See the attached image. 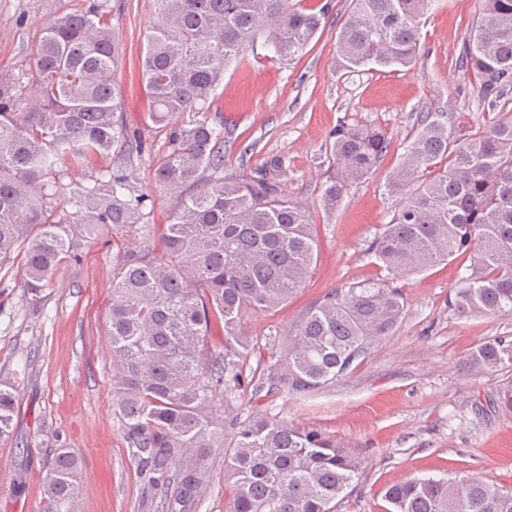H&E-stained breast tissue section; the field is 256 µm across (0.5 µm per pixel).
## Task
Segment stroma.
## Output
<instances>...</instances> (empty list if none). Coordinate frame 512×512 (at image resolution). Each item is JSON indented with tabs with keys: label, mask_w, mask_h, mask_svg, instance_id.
Wrapping results in <instances>:
<instances>
[{
	"label": "stroma",
	"mask_w": 512,
	"mask_h": 512,
	"mask_svg": "<svg viewBox=\"0 0 512 512\" xmlns=\"http://www.w3.org/2000/svg\"><path fill=\"white\" fill-rule=\"evenodd\" d=\"M93 1L123 44L121 117L144 145L132 177L154 200L153 223L165 224L177 201L154 181L166 147L147 119L140 75L151 0H0V70L25 73L44 23ZM350 9V0H333L317 36L292 61L260 57L231 67L215 101L224 117L225 175L271 167L282 195L304 206L318 226V261L304 288L281 310L246 319L245 334L263 350L284 347L290 326L325 293L379 276L366 247L397 206L385 184L422 113H457L472 131L512 115V91L506 104L483 107L476 77L456 66L481 0H437L424 18L415 68L345 74L333 57ZM343 120L376 125L389 147L330 214L320 196L331 173V133ZM119 249L109 234L83 242L35 307L23 295L20 259L0 265V380L10 379L15 389L12 431L0 438V512H41L48 465L60 448L80 465L70 512H161L143 492L112 413L107 326ZM470 262L464 254L400 279L401 324L336 382L305 397L280 392L258 399L251 386L238 390L231 411L216 421L217 442L200 461L207 490L195 512H224V450L238 420L253 413L319 429L361 460L359 486L337 512H382L386 488L410 477L469 474L512 488V409L503 401L512 366L469 363L481 342H512V316L452 315L448 299Z\"/></svg>",
	"instance_id": "35a3bbf8"
}]
</instances>
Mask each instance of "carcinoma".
Masks as SVG:
<instances>
[{
	"instance_id": "obj_1",
	"label": "carcinoma",
	"mask_w": 512,
	"mask_h": 512,
	"mask_svg": "<svg viewBox=\"0 0 512 512\" xmlns=\"http://www.w3.org/2000/svg\"><path fill=\"white\" fill-rule=\"evenodd\" d=\"M154 2L141 77L147 118L167 147L155 180L178 201L160 232L163 252L148 245L152 200L130 173L143 141L119 115L122 42L94 3L43 24L27 77L0 72V265L21 257L22 288L37 304L81 242L105 230L125 235L107 331L117 371L112 411L143 488L154 496L176 486L163 509L185 512L204 492L189 455L212 447L215 415L244 386V316L285 306L319 252L308 211L265 172L224 175V117L212 105L224 72L257 42L280 61L303 53L330 2ZM353 2L337 33L335 66L414 68L434 0ZM457 63L477 77L478 98L496 107L512 88V0H483ZM333 138V175L321 195L327 212L389 145L382 130L344 120ZM66 178L75 188L66 190ZM386 188L404 199L366 248L386 275L312 304L287 346L268 353L254 394L304 397L344 375L401 323L405 302L394 280L457 254L472 262L448 299L452 314L512 316V116L468 133L453 112L422 115ZM215 324L224 331L218 343ZM471 361L512 363V343L483 342ZM14 399L11 382L1 380L0 437L10 433ZM360 477L359 459L320 431L253 414L224 452V512H334ZM78 481L77 457L58 452L43 512H69ZM383 498L386 512H512V489L470 475L406 479Z\"/></svg>"
}]
</instances>
